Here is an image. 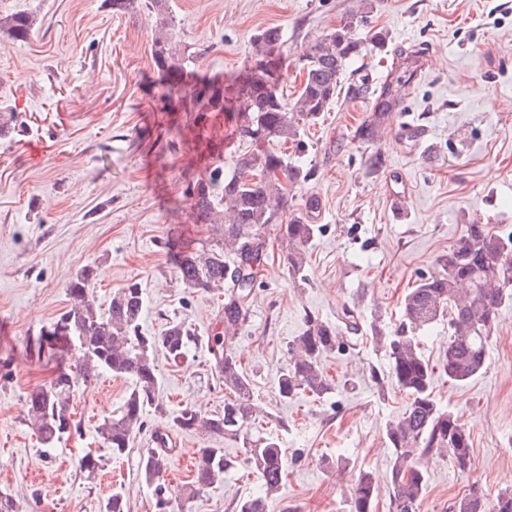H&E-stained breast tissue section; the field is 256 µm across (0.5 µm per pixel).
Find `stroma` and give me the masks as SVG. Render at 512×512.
<instances>
[{"label":"stroma","instance_id":"1","mask_svg":"<svg viewBox=\"0 0 512 512\" xmlns=\"http://www.w3.org/2000/svg\"><path fill=\"white\" fill-rule=\"evenodd\" d=\"M170 9L200 78L239 74L259 31L313 37L352 14L362 15L361 31L387 36L363 61L373 79H384L400 52L420 56L417 82L403 90L374 147L351 135L368 109L359 99L338 96L307 129L304 161L314 175L295 190L293 204L311 196L320 202L322 231L309 247L308 279H289L277 231L268 228L269 259L249 320L232 343L252 379L259 426L279 438L286 455L273 512H349L350 485L363 470L379 487L374 512H389L385 425L408 398L375 381L388 365L383 352L359 335L328 354L323 367L335 389L322 399L282 402L277 377L305 313L336 324L349 307L361 322L377 313L394 329L406 289L433 271L467 225L512 232V0H170ZM19 10L36 13L40 24L28 42L0 49V104L18 112L16 133L0 140V493L16 512H102L118 489L129 512H155L153 492L139 477L153 432L181 408L224 407L206 344L221 328L224 292L186 288L165 248L168 238L192 244L206 233L183 188L207 162L173 134L187 114L152 60L155 25L145 8L115 14L103 0H0V11ZM411 124L423 132L414 142L407 139ZM374 150L386 165L372 173L367 158ZM403 186L408 202L398 214L392 192ZM86 265L100 269V309L136 281L144 333L159 332L171 318L199 341L178 367L156 354L165 411L146 412L144 430L123 455L101 453L95 429L120 409L133 381L104 373L75 390L79 428L46 457L26 398L57 366L27 342L65 311L67 285ZM447 339L448 324L439 322L422 339L421 354L437 369L436 401L470 431L472 469L429 460L420 512H449L474 482L491 497L512 488V303L499 310L485 370L467 384H452L439 371ZM171 440L165 482L176 504L191 479L187 464L207 442L184 432ZM87 453L103 457L92 478L78 466ZM258 490L241 464L184 512H233Z\"/></svg>","mask_w":512,"mask_h":512}]
</instances>
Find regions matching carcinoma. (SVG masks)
I'll list each match as a JSON object with an SVG mask.
<instances>
[{
	"label": "carcinoma",
	"mask_w": 512,
	"mask_h": 512,
	"mask_svg": "<svg viewBox=\"0 0 512 512\" xmlns=\"http://www.w3.org/2000/svg\"><path fill=\"white\" fill-rule=\"evenodd\" d=\"M104 2L115 14L140 4L148 10L158 30L151 56L164 77L176 80L194 65L192 54L177 48L178 25L169 12L168 0ZM36 24L37 16L32 12L0 13V48L28 41ZM385 41L380 31L360 32L357 18L352 16L305 42L297 56L303 81L290 103L279 87V62L288 35L277 27L267 28L253 36L254 64L244 68L229 93L214 83L201 84L192 92L195 123L205 121L209 112L225 113L242 145L230 165L209 164L207 177L189 182L184 189L196 223L206 225L207 236L187 250L176 243L170 246L185 287L224 289L222 330L208 337L213 367L224 386V410L211 414L186 406L167 418L165 428L153 432L154 448L141 458L140 471L155 496L156 512H173L164 480L172 458V432L193 433L212 441L228 439L239 445L243 462L256 473L263 493L239 500L235 512H268L269 502L282 485V449L277 441L253 433L256 409L252 379L229 341L249 317L248 299L268 257L265 231L269 227L279 229L278 241L289 278L295 283L307 281L308 246L322 228L315 223L319 203L309 199L293 209L289 200L290 193L313 176L312 168L301 161L305 127L320 121L346 79V95L370 104L369 112L352 132L353 139L369 147L381 128L395 117L399 102L394 85L413 83L420 69L415 51L399 54L392 76L385 81L374 82L369 74L352 68L371 51L384 48ZM288 143L295 146V154L277 149V145ZM98 279L97 267H82L68 284V309L29 341L37 355L47 352L51 360L61 347L70 354L50 383L27 397L39 444L46 453L75 426L71 402L76 388L94 382L104 372L134 380L121 413L103 418L96 427L108 451L114 455L125 452L143 430L146 410H162L156 394L154 351L163 350L172 365L180 366L192 344L198 342L191 327L174 319L159 333L144 335L140 330L144 296L136 282L113 292L108 309L101 311L93 298ZM509 302L512 232L501 235L487 224H469L465 234L437 256L435 271L406 292L399 326L389 331L378 316L369 324L374 344L388 359L389 379L410 399L405 412L385 427L391 449L393 512H418L427 485L424 457H446L461 471L471 466L469 431L433 397L435 372L420 353L422 335L448 320V347L441 369L449 382L465 384L484 370L496 313ZM80 333L86 337V354L72 352V336ZM340 346L336 325L305 313L300 333L288 342V362L277 379L279 399L286 402L300 394L316 398L331 394L334 386L322 360ZM236 466L237 460L222 448L198 449L195 478L186 487L185 500L223 481L224 473ZM377 491L371 474L360 472L351 486L352 512H373ZM450 512H512V491L498 494L490 503L481 488L473 485L453 502Z\"/></svg>",
	"instance_id": "obj_1"
}]
</instances>
